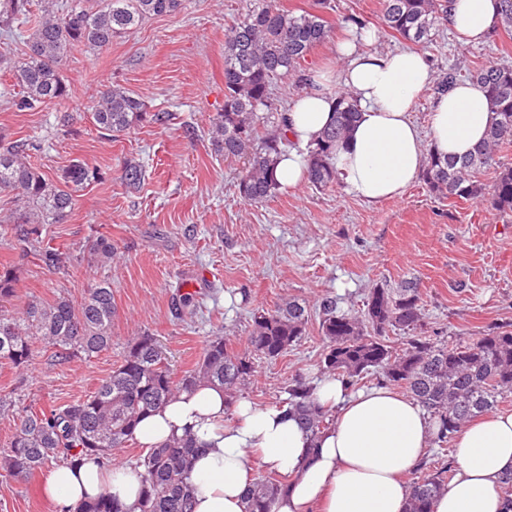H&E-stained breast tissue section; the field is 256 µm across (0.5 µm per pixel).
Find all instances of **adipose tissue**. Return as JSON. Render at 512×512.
I'll list each match as a JSON object with an SVG mask.
<instances>
[{
  "mask_svg": "<svg viewBox=\"0 0 512 512\" xmlns=\"http://www.w3.org/2000/svg\"><path fill=\"white\" fill-rule=\"evenodd\" d=\"M499 20L498 0H448V23L463 43L483 40ZM338 55L342 68L317 72L285 114L294 146L275 165L280 187L305 183L306 150L332 120L338 84L352 92L359 118L336 153L337 178L370 204L406 192L421 173L425 147L465 156L492 123L484 88L466 81L438 94L429 132L421 134L410 117L430 76L421 53L362 51L350 42ZM314 396L333 415L317 433L280 405H231L222 389L201 385L140 421L134 438L146 448L193 438V512H245L259 468L288 477L270 512H405V478L435 431L429 416L384 385L354 393L340 379L325 377ZM454 448L455 476L435 512H512V498L501 491L502 478L512 474V412L495 410L468 422ZM141 488V468L94 459L57 465L44 484L57 512H74L104 492L137 512Z\"/></svg>",
  "mask_w": 512,
  "mask_h": 512,
  "instance_id": "1",
  "label": "adipose tissue"
}]
</instances>
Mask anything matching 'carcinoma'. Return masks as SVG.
Segmentation results:
<instances>
[{"label": "carcinoma", "mask_w": 512, "mask_h": 512, "mask_svg": "<svg viewBox=\"0 0 512 512\" xmlns=\"http://www.w3.org/2000/svg\"><path fill=\"white\" fill-rule=\"evenodd\" d=\"M181 0H0V26H28L26 50L12 63L24 95L15 106L35 110L67 97L61 63L71 50L83 47L103 51L112 41L155 15L174 13ZM448 0H383L385 31L418 45L431 40L443 19ZM331 33L329 22L316 12L297 15L266 0L224 34V111L212 126L215 151L224 159H247L239 182L240 195L260 203L275 195L277 158L288 145L278 121L264 136L257 135L258 112L267 107L276 80L297 72L301 62ZM484 85L493 121L477 150L460 160L428 150L422 179L428 190L442 197L487 201L501 212H512V163L501 161V151L512 146V66L490 64L469 72ZM89 118L107 137L125 133L146 119L161 121L160 112H148L144 101L120 86L102 92L92 104ZM358 118L355 99L339 93L335 115L314 146L307 149V181L316 189L336 183L334 158ZM37 145L18 139L0 140V197L11 208L0 216V234L11 237L24 250L37 247L49 224L67 221L76 193L100 179L99 170L75 158L52 180L32 162ZM494 169L489 186L478 180ZM41 262L53 271H65L71 256L54 248L39 250ZM89 262L112 263V240L98 237L89 247ZM15 268H0V307L12 300ZM112 287L101 280L78 302L60 296L51 303L32 301L19 313H0V360L27 368L35 343L54 349L67 361L74 356L98 354L112 344ZM422 316L421 293L415 286L374 288L360 314L338 309L326 297L318 308L319 325L326 341L322 373L347 383L379 372L386 383L411 393L428 412L437 430L438 447L470 419L496 407L512 393V328L497 327L469 343L445 344L410 336L401 352L384 342L389 331H411ZM309 313L292 299L271 311L253 315L250 352L227 348L224 337L207 340L196 367L182 377L173 376L154 337L132 339L120 364L81 400L48 412L20 416L7 450L0 456L1 477H30L58 458L108 459L110 452L134 440L141 418L164 406L176 394L207 383L224 388L229 399L253 377L254 357L278 358L305 335ZM283 404L312 432L329 424L326 411L313 397L314 386L293 378L285 388ZM195 444L188 437L173 438L152 448L140 459L143 489L140 512H192L188 471ZM450 468L422 472L409 485L406 512H434L437 497L448 486ZM287 478L272 472L257 477L249 492L246 512H269L272 499ZM75 512H127L114 497L103 493L80 503Z\"/></svg>", "instance_id": "cac0c4a2"}]
</instances>
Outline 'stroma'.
<instances>
[{
  "mask_svg": "<svg viewBox=\"0 0 512 512\" xmlns=\"http://www.w3.org/2000/svg\"><path fill=\"white\" fill-rule=\"evenodd\" d=\"M261 3L183 0L179 12L146 20L107 51H72L61 68L67 98L34 111L14 105L20 88L0 64V136L39 143L34 162L49 178L75 158L102 173L101 181L79 191L68 220L43 233L44 245L72 253L68 271L49 272L37 252L20 256L16 243L0 236V263H13L17 273L8 310L60 296L77 301L101 280L110 282L116 309L112 346L93 357L61 363L39 343L27 369L0 361V398L15 411H47L90 395L119 364L129 340L144 333L156 339L178 376L195 366L212 337L245 353L254 312L291 298L311 311L306 333L283 356L256 360L240 396L259 407L283 399L295 376L320 380L324 338L314 309L326 296L342 310L357 311L372 288L417 284V335L449 344L512 324L510 212L436 197L420 179L400 198L377 205L339 184L282 188L257 204L240 196L245 162L215 153L211 131L224 109V33ZM331 3L323 12L332 27L329 39L310 51L300 78L277 83L275 112H285L301 95L302 78L341 68L336 43L347 33L374 31L371 47L379 52L406 48V41L384 31L383 0ZM420 51L430 64V81L411 118L425 133L442 76L452 67L512 65V30L499 26L483 42L463 45L443 23ZM114 85L143 100L150 112L164 113V121L100 137L88 107ZM130 161L145 171L136 188L122 180ZM100 235L112 241V262L88 265L85 248ZM187 291L197 303L192 314L175 305ZM46 476L41 470L27 479L0 477V512H55L42 495Z\"/></svg>",
  "mask_w": 512,
  "mask_h": 512,
  "instance_id": "stroma-1",
  "label": "stroma"
}]
</instances>
